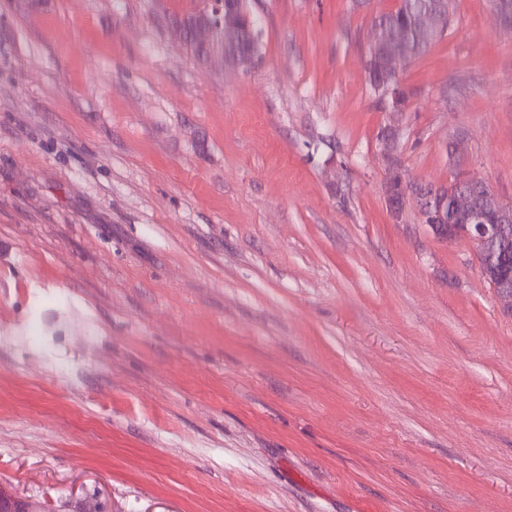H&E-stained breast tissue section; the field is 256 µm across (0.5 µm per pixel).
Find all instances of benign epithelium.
<instances>
[{
  "instance_id": "benign-epithelium-1",
  "label": "benign epithelium",
  "mask_w": 512,
  "mask_h": 512,
  "mask_svg": "<svg viewBox=\"0 0 512 512\" xmlns=\"http://www.w3.org/2000/svg\"><path fill=\"white\" fill-rule=\"evenodd\" d=\"M236 18L250 19V13L243 0H205V6L193 15L186 17L187 40L209 49L208 62L228 66L225 57V38L227 28ZM388 78L382 84L387 93L399 98L402 89H393L398 82L397 66L408 58L403 45L398 41L387 43ZM386 157L385 188L390 209L399 215L408 204L413 205L421 214L424 224L433 233L452 241L465 239L471 244L488 240L499 242L496 251L486 256L480 266L482 276H487L486 268L512 277V236L507 234L505 225L512 223V205L502 203L487 184L461 176L456 182L458 192L456 211L466 214V220L455 224L448 220L445 203L448 201L446 188L429 183H415L408 180L401 168L394 163V139L384 145ZM491 201L490 209H480L473 205L475 193Z\"/></svg>"
}]
</instances>
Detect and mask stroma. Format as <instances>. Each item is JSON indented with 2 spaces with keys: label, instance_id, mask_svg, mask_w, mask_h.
<instances>
[{
  "label": "stroma",
  "instance_id": "1",
  "mask_svg": "<svg viewBox=\"0 0 512 512\" xmlns=\"http://www.w3.org/2000/svg\"><path fill=\"white\" fill-rule=\"evenodd\" d=\"M399 0H0V489L40 512H512V306L414 182L512 204V29L457 0L372 95ZM235 18L239 19L235 43L227 45V53L232 56L236 49H252L256 58L259 47L255 20L241 0H207L205 6L193 15L186 17V37L189 42L209 49L208 63H220L228 67L225 57V38L227 28ZM250 19V21H249ZM249 21V22H246ZM384 54L383 45L380 41H375L374 46L368 49L367 53V68L369 71L370 87L376 97H383L382 92H378L377 88L380 83L378 79L384 72ZM378 94V96H377Z\"/></svg>",
  "mask_w": 512,
  "mask_h": 512
}]
</instances>
